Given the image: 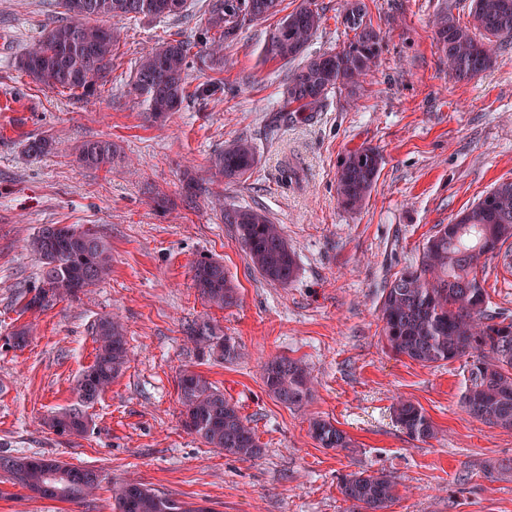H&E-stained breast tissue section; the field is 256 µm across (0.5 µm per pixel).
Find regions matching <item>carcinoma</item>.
<instances>
[{"label":"carcinoma","mask_w":512,"mask_h":512,"mask_svg":"<svg viewBox=\"0 0 512 512\" xmlns=\"http://www.w3.org/2000/svg\"><path fill=\"white\" fill-rule=\"evenodd\" d=\"M61 0L65 19L43 29L38 41L16 61L33 81L78 93L98 95L112 66L117 39L104 21L138 16H178L185 8L170 7L172 0ZM284 0H213L197 40H171L146 52L133 75V86L148 117L161 120L190 97L208 98L224 92V81L211 79L190 88L191 63H216L222 46L237 39L253 22L284 11ZM470 13L482 32L479 41L453 14L441 21L437 40L448 71L458 79L489 69L494 46L512 39V0H470ZM323 15L311 0H304L284 15L270 33L265 56L295 62L283 90L281 110L314 112L333 92H351L359 79L375 66L382 37L373 27L365 0L358 16L342 17L349 35L336 52L305 55L322 25ZM116 147L107 139L83 142L75 152L77 163L90 170L112 164ZM258 164L255 147L246 139L216 151L210 159L213 175L236 182ZM382 154L371 145L345 153L338 163L337 196L341 206L355 211L363 205L377 182ZM224 223L233 224L237 240L254 268L268 282L286 286L298 270L296 257L278 225L262 209L224 207ZM512 240V180L492 189L442 224L422 249L416 266L404 268L383 290L379 307L388 347L423 366L453 359L472 358L460 396L461 407L484 423L512 430V317L491 309L489 295L478 278L486 262L499 256ZM30 248L41 262L38 284L28 290L25 309H45L65 297H75L96 285L112 271L108 244L90 229L47 225L31 240ZM193 285L208 303L224 308L236 300V291L224 265L202 258L193 268ZM188 339L202 352L231 361L238 357L235 343L219 336L207 321L187 328ZM95 359L78 378L74 391L78 405L50 419V427L64 435H81L89 420L83 407L94 403L119 377L126 364L122 326L103 317L92 326ZM263 381L280 403L299 406L311 397L310 379L299 360L275 357L263 366ZM182 404L192 408L185 428L211 448L242 459L258 457L262 448L252 427L235 404L205 377L185 370L178 379ZM396 423L408 437L425 441L436 428L425 411L410 401L394 407ZM313 438L322 448H346L347 434L326 420L311 423ZM50 475L45 458L0 455V470L15 484L40 498L83 502L101 484V475L89 468L55 460ZM355 512H386L397 497L396 483L384 472H357L340 485ZM113 512H211L191 509L160 495L141 483L126 481L112 488Z\"/></svg>","instance_id":"1"}]
</instances>
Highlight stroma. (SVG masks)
Masks as SVG:
<instances>
[{
	"instance_id": "35a3bbf8",
	"label": "stroma",
	"mask_w": 512,
	"mask_h": 512,
	"mask_svg": "<svg viewBox=\"0 0 512 512\" xmlns=\"http://www.w3.org/2000/svg\"><path fill=\"white\" fill-rule=\"evenodd\" d=\"M210 0H187L177 18L119 22L112 72L97 96L79 99L33 82L15 65L43 27L63 19L59 0H0V453L47 456L100 470L84 503L17 495L0 472V512H112L114 483L132 479L211 512H353L343 477L381 471L397 485L387 512H512V430L466 413L460 394L470 357L424 366L395 355L383 335L384 288L417 264L426 239L496 184L512 180V39L494 66L458 80L437 43L452 11L473 26L469 0H366L382 37L374 71L356 95L329 94L287 119L280 110L291 67L267 58L275 19L224 47L222 95L188 99L167 122L146 120L131 79L139 57L170 39L197 38ZM323 23L309 52L346 39L342 0H314ZM50 153L26 156L29 140ZM107 138L106 170L79 168L74 147ZM246 138L259 158L235 182L215 177V150ZM362 145L384 162L362 208L336 194V162ZM259 207L296 255L281 286L254 269L224 223L225 206ZM47 224L90 226L108 243L112 272L77 298L26 309L41 263L28 241ZM221 261L237 302L209 306L192 282L201 256ZM122 323L129 362L86 408L88 431L61 436L47 420L77 404L74 386L92 365L91 327ZM208 321L239 358L199 354L188 325ZM29 327L24 346L7 338ZM302 361L311 400L287 407L269 394L268 358ZM190 369L223 391L263 449L242 460L206 446L182 426L178 390ZM419 405L437 434L410 439L397 399ZM343 430L350 447L318 445L312 419Z\"/></svg>"
}]
</instances>
